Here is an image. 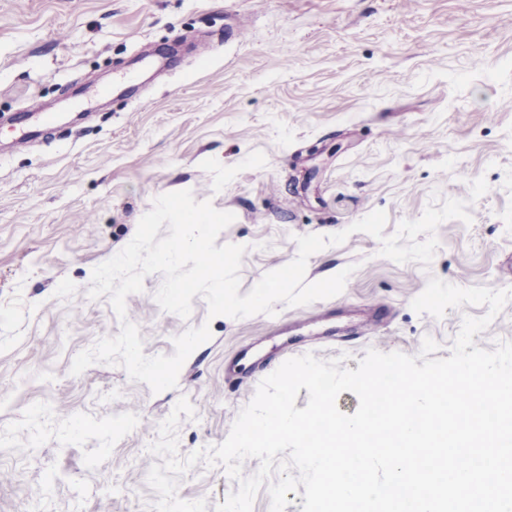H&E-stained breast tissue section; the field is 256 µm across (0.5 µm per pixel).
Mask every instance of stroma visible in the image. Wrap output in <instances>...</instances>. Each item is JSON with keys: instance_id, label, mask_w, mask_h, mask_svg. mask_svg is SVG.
Wrapping results in <instances>:
<instances>
[{"instance_id": "1", "label": "stroma", "mask_w": 512, "mask_h": 512, "mask_svg": "<svg viewBox=\"0 0 512 512\" xmlns=\"http://www.w3.org/2000/svg\"><path fill=\"white\" fill-rule=\"evenodd\" d=\"M39 99L48 120L28 116ZM38 127L22 150L19 126ZM489 189L471 199L470 184ZM189 190L235 220L217 245L246 246L240 294L298 255L296 237L348 231L375 210L385 234L432 194L467 201L441 223L429 265L381 256L349 233L313 254L307 281L352 268L334 297L276 315L163 311L148 275L126 299L146 355L209 324L210 339L159 393L119 365L71 372L119 333L93 269L134 237L162 194ZM512 288V0H0V512H151L144 461L180 397L179 454L222 443L259 383L307 353L418 355L450 348L464 315L417 314L430 277ZM378 308L386 331L357 314ZM332 314L335 336L308 318ZM197 464L177 495L208 512L237 491Z\"/></svg>"}]
</instances>
